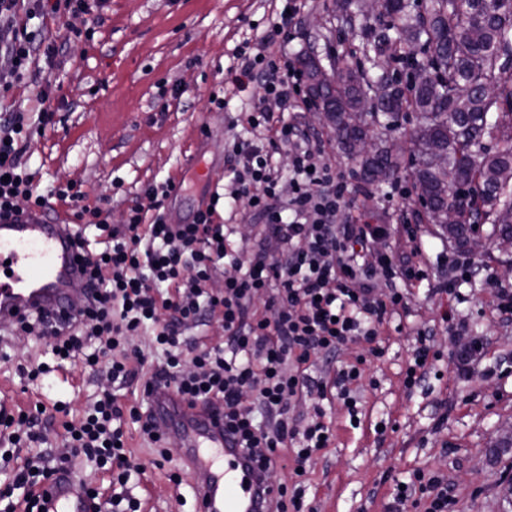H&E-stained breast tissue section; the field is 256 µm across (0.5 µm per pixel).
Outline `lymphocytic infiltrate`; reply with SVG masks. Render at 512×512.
I'll return each mask as SVG.
<instances>
[{
	"label": "lymphocytic infiltrate",
	"instance_id": "f902f5d3",
	"mask_svg": "<svg viewBox=\"0 0 512 512\" xmlns=\"http://www.w3.org/2000/svg\"><path fill=\"white\" fill-rule=\"evenodd\" d=\"M19 0H0V66L16 81L37 73L39 54H53L55 45H40L27 25L17 23ZM291 14L280 13L269 31L246 47L230 71L226 90L245 92L262 84L278 100L281 111L262 108L242 113L254 132L250 141L232 140V177L224 187L225 210L243 201L260 219L254 239L235 240L236 229L223 212L198 211L192 223L169 224L161 212L175 189L174 180L150 184L145 204L129 208L123 228L103 225L108 244L90 251L84 235L76 242L86 256V290L90 303L78 315L57 321L33 314L19 320L9 334L47 340L57 361H80L83 368L108 383L78 422L58 421L65 407L53 403L46 412L22 408L0 415V436L12 450L0 454V470L10 473V490L18 491L4 512H44L41 490L75 459L94 463L121 486L105 495L87 487L90 512H143L140 499L124 493L132 475L148 468H168V479L182 485L180 470L170 468L169 438L155 421L148 393L173 387L184 399L220 410L224 432L249 460L266 474L285 462L305 470L318 452L331 447L335 433L322 405L328 393L342 396L351 425H360L361 409L352 386L361 377L357 366L337 375L312 376L315 361L333 363L348 344L377 343L381 329L398 311L407 310L417 283L427 280L424 242L407 233L408 248L394 255L380 245L388 226L370 224L352 208L346 184L336 173L328 144L318 133L288 120L291 112L309 109L301 91L302 73L272 66L268 57L286 41ZM27 137L25 119L0 113V213L20 210L48 212L51 200L72 208L78 220L97 217L84 206L73 187L53 195L37 193L33 178L21 169V145ZM287 154L292 177L284 179L280 154ZM229 265L224 286L213 291L210 281L221 265ZM383 276L385 292L373 284ZM221 323L223 344L189 340L187 330ZM147 346H138L139 336ZM139 388V405L125 407L110 386ZM318 396L308 419L295 417L291 403ZM136 424L153 449L143 462L129 446L125 421ZM61 424L63 452L45 450L43 424ZM40 445L23 465L13 466V452ZM426 512H452L453 489L442 475H415L400 484L394 506H418Z\"/></svg>",
	"mask_w": 512,
	"mask_h": 512
}]
</instances>
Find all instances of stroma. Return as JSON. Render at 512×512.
Listing matches in <instances>:
<instances>
[{"label": "stroma", "instance_id": "35a3bbf8", "mask_svg": "<svg viewBox=\"0 0 512 512\" xmlns=\"http://www.w3.org/2000/svg\"><path fill=\"white\" fill-rule=\"evenodd\" d=\"M82 7L56 18H32L29 30L60 44L41 76L58 84L52 99L54 126L34 128L39 85L16 82L0 67V104L23 114L31 128L21 161L39 193L68 183L80 186L101 223L121 227L127 210L144 203L150 183L180 181L178 196L164 203L170 224H187L203 199L224 190L232 176L224 147L247 139L240 113L261 103H278L260 86L228 96L223 108L210 105L245 42L260 37L277 19L284 0H81ZM315 51L323 67L333 60L363 62L357 33L336 23V0H301L290 40L277 63L296 62ZM332 161L343 181L355 187V204L369 223H392L399 210L418 211L408 172L381 186L363 185L355 163L339 147ZM428 245L429 274L448 277L458 263L477 273L457 296L441 297L428 285L416 288L407 314L383 327L378 350L349 345L337 367L357 365L362 377L354 393L366 414L361 427L349 424L343 400L326 406L336 440L305 476L310 512H389L397 483L416 473L439 472L455 487V512H512L505 494L512 487V449L500 450V427L512 421V324L493 314L495 289L484 276L512 263L496 245L490 220L479 231L486 241L473 252L439 233L426 220L415 226ZM467 325L465 335L437 329L432 346L434 375L421 387L404 386L420 329L433 325L441 309ZM482 340L466 369L455 353L466 338ZM47 360L45 344L15 339L0 344V378L27 410L44 395L38 382L19 370L28 357ZM52 398L66 401L78 418L99 392V379L79 363L66 362L52 377ZM130 492L146 499V512H193L189 487H173L163 471L131 478Z\"/></svg>", "mask_w": 512, "mask_h": 512}]
</instances>
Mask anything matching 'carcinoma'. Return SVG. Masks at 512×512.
Instances as JSON below:
<instances>
[{"instance_id": "1", "label": "carcinoma", "mask_w": 512, "mask_h": 512, "mask_svg": "<svg viewBox=\"0 0 512 512\" xmlns=\"http://www.w3.org/2000/svg\"><path fill=\"white\" fill-rule=\"evenodd\" d=\"M387 24L361 29L363 51L404 57L416 46L426 80L405 86L384 75L337 64L331 70L306 55L299 60L309 98L330 113L341 147L360 158L362 179L385 183L400 171L398 155L383 143L363 152L370 139L365 127L349 123V114L373 100L374 118L394 123L412 108L420 115L416 139V184L428 196L430 223H440L448 206L456 221L441 230L465 245L481 214H495L494 230L512 233V0H429L426 12H412L409 0H382ZM497 140L493 151L486 139ZM439 147L448 154V170L426 161Z\"/></svg>"}]
</instances>
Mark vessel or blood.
<instances>
[{"label": "vessel or blood", "instance_id": "vessel-or-blood-1", "mask_svg": "<svg viewBox=\"0 0 512 512\" xmlns=\"http://www.w3.org/2000/svg\"><path fill=\"white\" fill-rule=\"evenodd\" d=\"M74 238L71 224L26 213L0 217L1 330L31 313L56 318L84 306L83 260ZM152 410L181 437L200 512H261L263 499H275L274 485H262L241 454L226 446L222 427L188 414L173 389L153 390ZM46 491L45 512H86L75 475L54 478Z\"/></svg>", "mask_w": 512, "mask_h": 512}]
</instances>
